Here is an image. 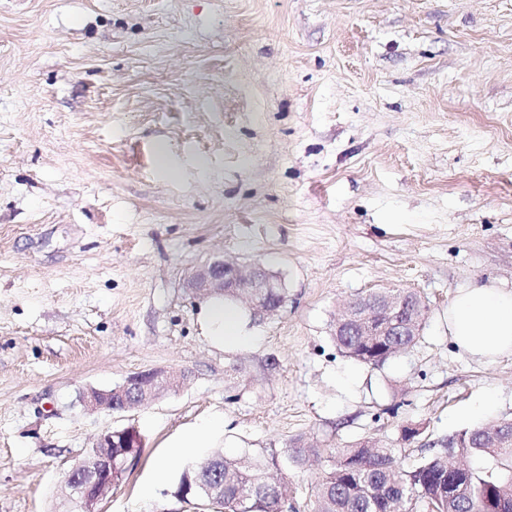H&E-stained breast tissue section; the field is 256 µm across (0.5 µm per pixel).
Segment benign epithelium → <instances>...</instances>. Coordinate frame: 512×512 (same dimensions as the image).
Listing matches in <instances>:
<instances>
[{"label": "benign epithelium", "mask_w": 512, "mask_h": 512, "mask_svg": "<svg viewBox=\"0 0 512 512\" xmlns=\"http://www.w3.org/2000/svg\"><path fill=\"white\" fill-rule=\"evenodd\" d=\"M190 286L202 295L232 293L241 296L259 317L274 314L284 303V296L275 291L278 284L257 265L246 267L216 259L193 272ZM422 321L416 297L397 291L351 303L336 322L335 335L415 336ZM189 376L185 369H150L128 376L113 389H89L82 393L81 403L92 411H128L179 390ZM117 437L124 448L143 447L142 438L133 427L120 432L107 430L61 483L63 494L77 503L80 512H98V503L116 486V479L112 477L115 464L112 448Z\"/></svg>", "instance_id": "obj_1"}]
</instances>
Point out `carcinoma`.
Masks as SVG:
<instances>
[{"label": "carcinoma", "instance_id": "obj_1", "mask_svg": "<svg viewBox=\"0 0 512 512\" xmlns=\"http://www.w3.org/2000/svg\"><path fill=\"white\" fill-rule=\"evenodd\" d=\"M336 345L350 359L365 363L378 357L384 364L413 347L416 336H336ZM496 421L463 430L441 441L435 454L410 469L402 467L396 450L359 439L327 452L316 485L314 512H485L490 501L512 512V435L487 436ZM317 448H289L286 458L295 466ZM189 499L207 501L205 487L224 484L217 512H283L292 493L285 477L272 481L265 463L249 456L228 457L214 449L196 467L182 473Z\"/></svg>", "mask_w": 512, "mask_h": 512}]
</instances>
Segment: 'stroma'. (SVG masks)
Wrapping results in <instances>:
<instances>
[{"instance_id":"stroma-1","label":"stroma","mask_w":512,"mask_h":512,"mask_svg":"<svg viewBox=\"0 0 512 512\" xmlns=\"http://www.w3.org/2000/svg\"><path fill=\"white\" fill-rule=\"evenodd\" d=\"M218 257L286 291L241 351L187 286ZM490 277L512 289V0H0V512H70L64 475L131 426L100 512H197L166 443L214 413L228 456L372 437L412 467L485 393L512 419V357L448 337L455 289ZM382 288L425 326L360 364L336 319ZM153 368L191 376L79 401ZM189 376V371L185 369H150L128 376L121 385L113 389L84 391L80 401L92 411H128L179 390Z\"/></svg>"}]
</instances>
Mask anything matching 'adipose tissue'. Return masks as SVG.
I'll return each mask as SVG.
<instances>
[{
    "label": "adipose tissue",
    "mask_w": 512,
    "mask_h": 512,
    "mask_svg": "<svg viewBox=\"0 0 512 512\" xmlns=\"http://www.w3.org/2000/svg\"><path fill=\"white\" fill-rule=\"evenodd\" d=\"M202 321L217 347L237 351L256 341L243 312L224 300L207 304ZM448 335L461 353L477 362L512 356V290L491 279L456 288L448 303ZM223 432V415L213 414L184 429L169 446L174 454L190 455L212 447Z\"/></svg>",
    "instance_id": "ef3b65f1"
}]
</instances>
